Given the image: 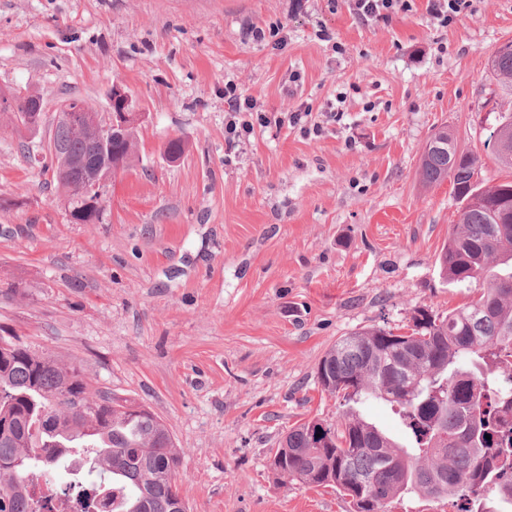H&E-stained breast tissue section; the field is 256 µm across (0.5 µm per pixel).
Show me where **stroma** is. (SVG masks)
I'll use <instances>...</instances> for the list:
<instances>
[{
    "instance_id": "1",
    "label": "stroma",
    "mask_w": 512,
    "mask_h": 512,
    "mask_svg": "<svg viewBox=\"0 0 512 512\" xmlns=\"http://www.w3.org/2000/svg\"><path fill=\"white\" fill-rule=\"evenodd\" d=\"M252 26L286 46L245 40ZM510 39L512 0H471L447 25L425 0L387 24L346 0H0V86L101 113L117 87L145 115L97 224L74 222L0 129V288L26 290L0 296V336L163 419L190 512H349L333 489L285 483L272 450L295 424L338 418L316 378L338 339L472 299L438 261L460 204L418 165L444 126L484 179L512 177L485 143L512 111L486 71ZM230 80L269 112L343 117L318 138L271 126L231 144Z\"/></svg>"
}]
</instances>
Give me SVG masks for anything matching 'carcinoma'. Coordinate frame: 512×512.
<instances>
[{"mask_svg": "<svg viewBox=\"0 0 512 512\" xmlns=\"http://www.w3.org/2000/svg\"><path fill=\"white\" fill-rule=\"evenodd\" d=\"M492 84L512 89V40L488 57ZM40 94L0 86V116L19 139L41 128L30 105ZM98 113L75 130L55 129L50 158L58 196L73 219L91 216L79 195L76 160L105 151ZM136 123L112 133V164L125 169L138 155ZM488 145L512 168V112H500ZM480 158L459 148L448 129L431 134L420 159L427 186L448 181L461 204L441 249L442 276L477 288L462 308L440 315L421 307L410 331L381 326L338 340L322 357L318 384L342 402L336 423L319 419L291 427L273 451L286 481L331 487L350 512H390L407 494L439 499L468 492L483 512H512V181L488 185ZM0 354V512H46L26 495L28 475L42 459L82 454L118 493L112 512H188L177 475L181 454L166 423L145 405L94 388L80 365L38 352L13 336ZM380 400L398 417L402 440L360 411Z\"/></svg>", "mask_w": 512, "mask_h": 512, "instance_id": "cac0c4a2", "label": "carcinoma"}]
</instances>
